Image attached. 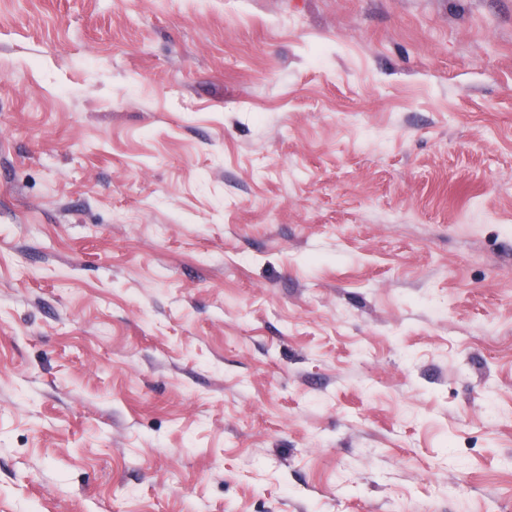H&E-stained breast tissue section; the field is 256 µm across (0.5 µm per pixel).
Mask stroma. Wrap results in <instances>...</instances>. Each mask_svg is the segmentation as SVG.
<instances>
[{
    "label": "stroma",
    "mask_w": 512,
    "mask_h": 512,
    "mask_svg": "<svg viewBox=\"0 0 512 512\" xmlns=\"http://www.w3.org/2000/svg\"><path fill=\"white\" fill-rule=\"evenodd\" d=\"M0 512H512V0H0Z\"/></svg>",
    "instance_id": "stroma-1"
}]
</instances>
